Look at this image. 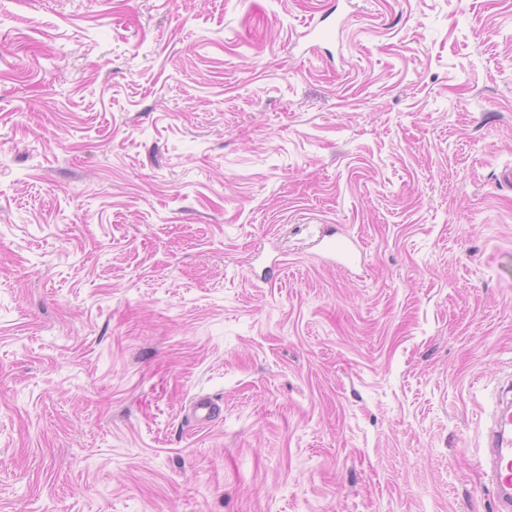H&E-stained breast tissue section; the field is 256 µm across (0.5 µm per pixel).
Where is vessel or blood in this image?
<instances>
[{
    "label": "vessel or blood",
    "instance_id": "vessel-or-blood-1",
    "mask_svg": "<svg viewBox=\"0 0 512 512\" xmlns=\"http://www.w3.org/2000/svg\"><path fill=\"white\" fill-rule=\"evenodd\" d=\"M321 247L342 266L350 260L357 244L331 238L323 241ZM219 414L220 406L210 396H195L189 404L188 417L195 424H207ZM488 465L495 478L497 512H512V401L497 410L489 439Z\"/></svg>",
    "mask_w": 512,
    "mask_h": 512
}]
</instances>
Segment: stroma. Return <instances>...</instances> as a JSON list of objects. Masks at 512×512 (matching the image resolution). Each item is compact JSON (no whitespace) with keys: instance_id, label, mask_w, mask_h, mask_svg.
<instances>
[{"instance_id":"1","label":"stroma","mask_w":512,"mask_h":512,"mask_svg":"<svg viewBox=\"0 0 512 512\" xmlns=\"http://www.w3.org/2000/svg\"><path fill=\"white\" fill-rule=\"evenodd\" d=\"M506 167L512 0H0V512H495ZM334 234L328 235L329 239L324 241V238H321L317 244H320L322 249L331 256H336L338 258L337 261L331 260V264H337L344 266L354 254L355 249L357 248V243L353 240L351 241H343L336 240V238H332ZM219 404L208 395H196L192 398L188 408V418L196 425H204L220 414Z\"/></svg>"}]
</instances>
